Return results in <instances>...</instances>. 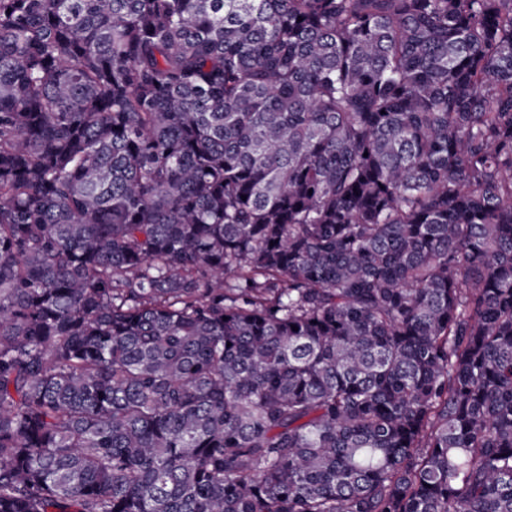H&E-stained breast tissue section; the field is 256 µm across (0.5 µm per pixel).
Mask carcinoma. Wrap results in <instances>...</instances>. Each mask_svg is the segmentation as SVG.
I'll return each instance as SVG.
<instances>
[{"instance_id":"1","label":"carcinoma","mask_w":512,"mask_h":512,"mask_svg":"<svg viewBox=\"0 0 512 512\" xmlns=\"http://www.w3.org/2000/svg\"><path fill=\"white\" fill-rule=\"evenodd\" d=\"M0 512H512V0H0Z\"/></svg>"}]
</instances>
